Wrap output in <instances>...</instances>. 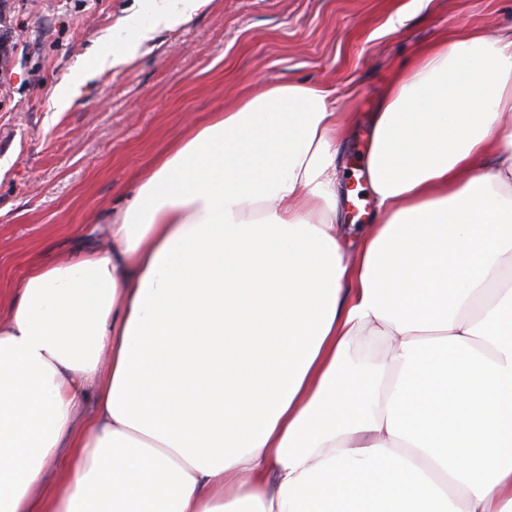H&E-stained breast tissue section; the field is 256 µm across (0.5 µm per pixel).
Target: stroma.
Segmentation results:
<instances>
[{"instance_id":"stroma-1","label":"stroma","mask_w":512,"mask_h":512,"mask_svg":"<svg viewBox=\"0 0 512 512\" xmlns=\"http://www.w3.org/2000/svg\"><path fill=\"white\" fill-rule=\"evenodd\" d=\"M402 0H202L185 24L93 73L71 107L50 94L89 64L129 15L156 0H0L10 45L0 51V299L31 269L76 258L96 242L139 175L210 113L272 83L333 92L352 117L341 157L346 187L364 165L372 116L419 47L461 28L493 38L512 27V0H430L391 31Z\"/></svg>"}]
</instances>
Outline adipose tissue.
I'll use <instances>...</instances> for the list:
<instances>
[{"label": "adipose tissue", "instance_id": "adipose-tissue-1", "mask_svg": "<svg viewBox=\"0 0 512 512\" xmlns=\"http://www.w3.org/2000/svg\"><path fill=\"white\" fill-rule=\"evenodd\" d=\"M199 5L130 16L92 69ZM507 117L512 28L418 50L372 117L368 226L331 92L191 127L0 320V512H512ZM71 457V448H58L57 461L49 469L43 482L33 489V496L41 498L62 489L69 480L67 463Z\"/></svg>", "mask_w": 512, "mask_h": 512}]
</instances>
